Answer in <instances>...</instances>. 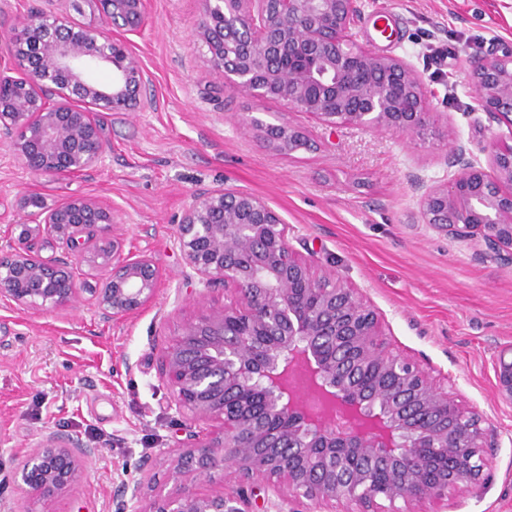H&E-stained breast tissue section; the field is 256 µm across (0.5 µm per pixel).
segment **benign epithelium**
Returning <instances> with one entry per match:
<instances>
[{
    "label": "benign epithelium",
    "mask_w": 512,
    "mask_h": 512,
    "mask_svg": "<svg viewBox=\"0 0 512 512\" xmlns=\"http://www.w3.org/2000/svg\"><path fill=\"white\" fill-rule=\"evenodd\" d=\"M106 26L78 25L63 10L22 17L5 43L22 75L0 70V145L37 177L96 167L108 145L99 114L149 105L146 77L129 40L146 0H93ZM196 36L224 73L226 87L258 100L278 99L327 127L352 125L418 133L431 103L405 61L379 56L351 39L358 0H203ZM478 107L512 130V48L466 61ZM106 66L108 84L84 79ZM280 150L305 143L285 126L266 127ZM448 182L420 198L424 223L485 258L512 262V144L492 141L487 166L448 138ZM0 300L23 310L56 312L83 294L105 320L148 305L158 272L153 257L124 254L113 209L75 194L49 206L39 195L3 206ZM185 265L206 285L224 286V306L184 324L162 351L176 409L193 425L218 424L170 449V493L144 512H249L225 491L202 493L189 476L226 473L239 484L276 481L333 512H384V503L444 501L484 481L493 432L412 357L380 339L376 312L332 273L316 274L295 257L289 227L263 199L217 189L194 195L177 226ZM60 244L68 263L45 258L39 242ZM496 395L512 402V349L499 354ZM445 455L448 476L428 475L425 454ZM93 453L57 432L15 472L28 500L50 501L79 481ZM127 499L142 484L117 477Z\"/></svg>",
    "instance_id": "7a95c632"
}]
</instances>
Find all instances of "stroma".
<instances>
[{
	"label": "stroma",
	"instance_id": "obj_1",
	"mask_svg": "<svg viewBox=\"0 0 512 512\" xmlns=\"http://www.w3.org/2000/svg\"><path fill=\"white\" fill-rule=\"evenodd\" d=\"M54 9L80 24L104 23L100 11L71 0H0V35L28 13ZM380 11L396 22L392 40L372 27ZM202 19V0H147L130 48L154 103L101 116L102 164L48 180L0 148V201L97 198L119 211L125 251L150 252L159 271L152 303L114 322L84 301L52 313L0 301V497L23 501L13 471L53 431L80 437L94 453L79 482L35 512H116L119 474L144 485L126 512H147L171 490L169 450L185 439L187 421L161 373V351L185 322L224 304L222 285L207 290L190 275L175 232L193 194L226 188L268 202L289 225L298 256L335 273L376 311L393 351L417 359L482 414L496 437L487 478L449 495L446 512H512V404L495 393V359L512 347V263L482 258L420 214L423 186L448 179L449 135L483 165L491 141L508 133L477 109L462 59L512 47V0H361L353 38L410 63L427 91L433 115L419 135L332 132L281 101L227 89L196 38ZM252 116L290 125L307 146L269 145L247 126ZM243 489L250 512L318 510L276 484Z\"/></svg>",
	"mask_w": 512,
	"mask_h": 512
}]
</instances>
